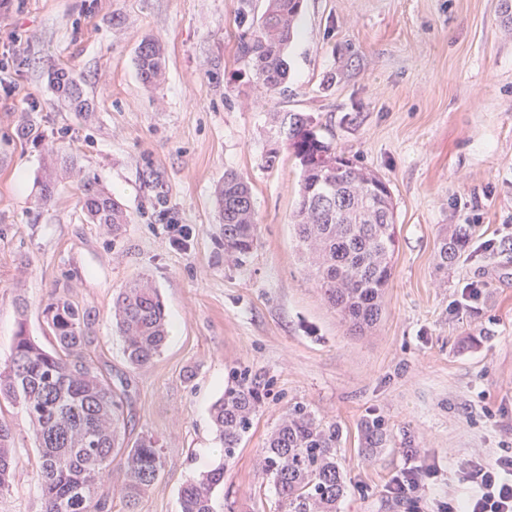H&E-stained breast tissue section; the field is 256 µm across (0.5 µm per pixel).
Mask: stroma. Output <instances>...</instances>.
I'll return each instance as SVG.
<instances>
[{"label":"stroma","instance_id":"35a3bbf8","mask_svg":"<svg viewBox=\"0 0 512 512\" xmlns=\"http://www.w3.org/2000/svg\"><path fill=\"white\" fill-rule=\"evenodd\" d=\"M243 32L238 0H0V69L16 87L0 90V363L19 327L51 346V297L89 311V360L127 390V440L149 433L163 448L139 512H179L182 484L219 463L210 409L243 368L269 386L216 512H277L260 455L298 402L343 430L338 512H443L470 493L473 461L512 456V33L501 0H304L288 88L275 94L241 59ZM147 38L164 51L155 87L136 66ZM59 68L82 82L89 116L53 94ZM291 113L311 116L392 193L394 274L380 320L360 335L296 247L301 167L277 123ZM28 119L40 140L18 138ZM53 146L74 166L44 203ZM230 171L249 182L258 224L239 263L224 256L215 200ZM87 178L126 208L119 232L86 220ZM173 224L188 228L183 244ZM458 229V257L440 268L438 243ZM138 278L157 288L170 331L136 369L112 305ZM0 418L20 456L0 512H40L32 427L3 401ZM372 418L387 439L365 448L360 425ZM415 466L419 488L393 494Z\"/></svg>","mask_w":512,"mask_h":512}]
</instances>
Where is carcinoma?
Returning a JSON list of instances; mask_svg holds the SVG:
<instances>
[{
  "instance_id": "obj_1",
  "label": "carcinoma",
  "mask_w": 512,
  "mask_h": 512,
  "mask_svg": "<svg viewBox=\"0 0 512 512\" xmlns=\"http://www.w3.org/2000/svg\"><path fill=\"white\" fill-rule=\"evenodd\" d=\"M302 3L264 0L257 16L253 0H239L240 25L246 34L239 52L267 92L280 91L288 83L287 48L295 37ZM136 61L144 84L160 81L164 59L158 43L142 41ZM50 85L73 111H89L81 83L68 72L52 73ZM288 146L302 173L294 214L298 244L324 299L352 330L362 332L380 319L393 274L396 219L390 189L379 175L336 153L318 137L308 117L290 115ZM72 165L70 155L51 152L42 201L51 199L57 175ZM216 201L224 252L241 261L257 239L251 189L241 176L227 172ZM80 203L91 224L116 233L128 223L122 204L93 179L83 182ZM458 242L457 237L440 242L439 267L455 261ZM42 315L55 342L53 349L36 342L21 322L11 360L0 367V399L21 406L33 426L41 512H111L110 498L115 494L126 512H137L140 499L164 467L160 440L143 434L132 445L124 444L127 397L112 388L111 380L86 356L91 344L85 334L89 312L58 296L45 304ZM113 317L130 365L150 364L168 335L158 291L143 280L129 283L114 301ZM262 398L257 377L247 370L234 373L211 410L224 461L182 485L180 512H214V494L224 486V470L252 429ZM341 437L336 423L318 418L305 404L297 403L283 415L261 455V473L276 491L279 512H337L345 492L337 458ZM361 437L365 447H380L386 438L382 420L365 421ZM117 455L123 477L114 491L109 476L112 457ZM19 464L12 428L0 420V494L9 489Z\"/></svg>"
}]
</instances>
